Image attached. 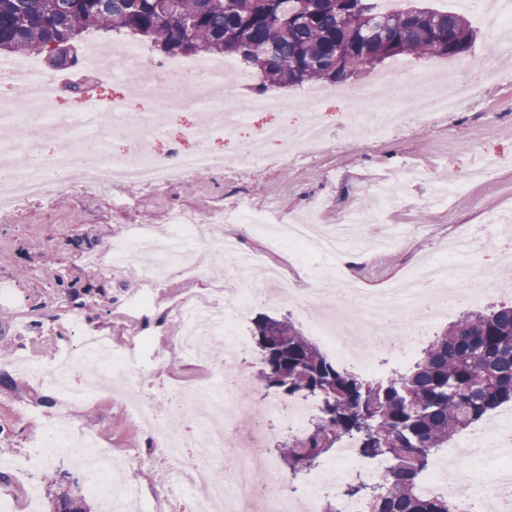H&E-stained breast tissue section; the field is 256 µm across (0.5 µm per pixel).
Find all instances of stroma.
Listing matches in <instances>:
<instances>
[{"instance_id":"obj_1","label":"stroma","mask_w":512,"mask_h":512,"mask_svg":"<svg viewBox=\"0 0 512 512\" xmlns=\"http://www.w3.org/2000/svg\"><path fill=\"white\" fill-rule=\"evenodd\" d=\"M469 22L476 33L472 47L440 63H466L481 79L480 93L446 124H411L399 136L372 145L343 132L347 105L330 97L321 107L333 144L323 154L284 166L277 163L279 149L273 146L270 163L260 167L242 171L233 164L224 174L203 172L161 193L131 186L121 199L108 191H67L0 218V282L11 285L17 299L16 306H0V494L14 498L16 512H27L26 486L10 461L37 441L49 418L62 411L77 430L100 435L104 447L131 462V469L113 473V480L134 478L143 500L158 512H169L160 453L125 414L123 394L106 384L93 399L69 403L20 368L21 359L34 356L48 362L60 349L75 345L66 323L69 316L79 315L88 329L111 337L119 363L142 375L140 392L163 408L168 405L165 390L194 388L228 368L220 355L205 361L173 356L155 360V351L174 331L167 310L181 287L179 271H172L170 287L138 312L135 324H128L125 312L135 299L142 263L118 276L84 263L87 253L105 252L123 227L161 226L170 212L213 211L238 200L257 209L276 205L286 222L313 214L325 226L359 209L365 216L363 235L394 224L410 232L388 252H368L349 269L322 267L318 273L381 289L404 278L449 240L486 223L491 213L512 212V56L494 51L490 32L477 16ZM402 166L423 169L427 177L405 185L397 203L376 212L361 191L365 179L376 170ZM441 179L455 184L457 194L440 206H427L432 183ZM32 481L39 494L38 512H54L56 497L66 491L79 493L90 512H103L93 490L95 478L66 456L42 464Z\"/></svg>"}]
</instances>
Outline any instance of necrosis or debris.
I'll return each instance as SVG.
<instances>
[{"instance_id": "1", "label": "necrosis or debris", "mask_w": 512, "mask_h": 512, "mask_svg": "<svg viewBox=\"0 0 512 512\" xmlns=\"http://www.w3.org/2000/svg\"><path fill=\"white\" fill-rule=\"evenodd\" d=\"M459 2L488 19L499 34V52L512 51V40L504 36L512 28V0ZM106 53V65L88 62L69 73L47 71L41 62L27 59L0 61V76L19 81L17 96L0 99L1 215L76 187L115 191L135 185L163 192L197 173L223 172L230 160L223 151L211 148V141L233 137L258 112H279L286 120L258 128L244 143L240 163L262 165L270 143L282 145L278 157L282 163L330 146L319 106L321 90H312L301 99L266 94L247 97L243 91L251 77L229 59L197 57L156 63L146 60L132 43L107 46ZM117 72L140 75V95L148 109L133 126L127 122L123 100L106 102L97 92L102 77ZM75 87L81 92L82 107L54 112V102ZM466 90L459 73L444 75L428 67L410 74L400 66L366 88L345 90L350 102L347 125L368 126L376 139L396 135L412 122L432 126L463 108ZM183 112L195 113L196 123L181 137L168 138L170 121ZM116 135L128 140L127 152H110ZM52 138L69 141V150L46 149V141ZM190 140L195 143L191 149L186 146ZM225 213L235 224L277 238L282 247L301 244L306 257L329 264H340L342 256L354 248L351 237L323 235L313 224L282 226L273 212L242 201L230 204ZM212 221L209 212L174 211L162 230L152 224H132L113 237L106 254H92L86 261L91 269L116 275L138 256L150 254L152 261L141 273L144 292L136 303L140 309L151 303L156 288L167 283L170 269L179 268L184 288L168 310L175 332L162 356L192 358L220 346L226 362H237L249 347L237 328L238 315L253 299L285 296L294 302L305 327L324 340L338 361L366 365L371 353L377 352L401 366L411 361L432 324L481 303L489 293L484 275L470 269L465 240L426 262L397 288H345L322 279L313 288H293L281 267L262 266L260 257L243 250L238 238L203 240L201 230ZM204 246L236 271L219 285L224 296L220 305L190 289L202 273L195 255ZM69 325L82 336L79 350L60 351L50 367L30 362V374L75 402L94 396L99 377L128 393L126 413L145 426L160 447L171 501H179L180 490L201 485L206 492L193 498L192 512H322L328 499L334 500L336 512H365L363 502L345 497L343 489L355 480L379 482L386 460L361 457L354 443L345 441L331 462L310 469L301 490H288L270 458L263 421L277 408L253 405L246 370L227 379L223 407H215L210 387L201 386L189 394L175 392L174 411L168 414L152 399L135 396L134 380L112 362L108 337L84 336L76 318ZM248 415L253 418L252 427L245 436H238L235 423ZM224 447L233 449L235 456L230 485L219 481L205 462L207 449ZM60 448L98 476L112 469L111 449L101 445L98 435L76 430L65 416L49 423L40 441L19 455L15 468L31 474ZM492 448L497 451L493 457L488 454ZM259 466L267 475L261 487L254 479ZM418 491L431 498L449 497L452 512H486L490 503L495 512H512V410L481 428L464 431L436 452L432 467L418 482Z\"/></svg>"}]
</instances>
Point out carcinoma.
<instances>
[{
    "mask_svg": "<svg viewBox=\"0 0 512 512\" xmlns=\"http://www.w3.org/2000/svg\"><path fill=\"white\" fill-rule=\"evenodd\" d=\"M89 31L139 36L169 57L235 59L259 74L261 92L342 82L361 59L453 57L475 39L459 13L384 15L373 0H0V56L79 45ZM254 336L265 388L318 407L279 449L292 474L345 440L364 457L388 460L381 482L344 490L368 512H451L448 499L418 494L433 451L512 402V306L460 313L405 372L374 380L332 363L287 319L259 317Z\"/></svg>",
    "mask_w": 512,
    "mask_h": 512,
    "instance_id": "cac0c4a2",
    "label": "carcinoma"
}]
</instances>
